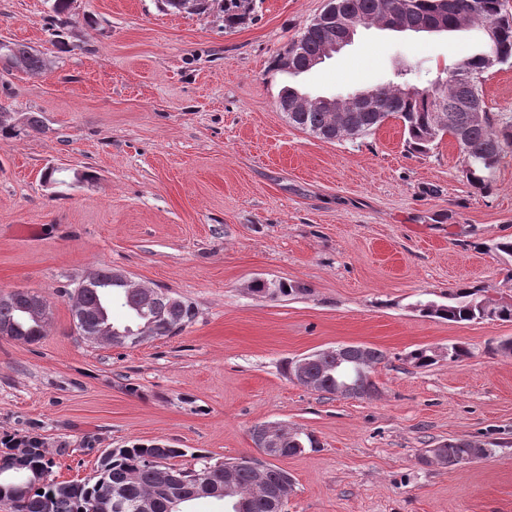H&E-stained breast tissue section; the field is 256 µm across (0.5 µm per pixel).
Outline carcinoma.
I'll use <instances>...</instances> for the list:
<instances>
[{
	"instance_id": "cac0c4a2",
	"label": "carcinoma",
	"mask_w": 512,
	"mask_h": 512,
	"mask_svg": "<svg viewBox=\"0 0 512 512\" xmlns=\"http://www.w3.org/2000/svg\"><path fill=\"white\" fill-rule=\"evenodd\" d=\"M404 0H349L346 7L365 20H373L381 15L391 17L394 22L403 21ZM505 0H452L448 10V31H458L464 27L477 25L487 28L496 26V37L484 39L483 49L464 57L446 77L440 78L430 87L418 89L407 84L387 83L368 91L376 101L380 111L360 112L357 115L358 130L346 128L339 113L325 110L324 101L308 99L307 109L299 112L291 125L316 134L319 138L333 142L369 134L379 128L388 117L401 121L410 150L425 153L444 135L455 137V142L463 155L465 175L476 188L486 187L490 172L499 162L501 155L512 148V117L504 118L493 113L488 105H483L482 120H472L465 105L469 96L485 100L482 82L484 74L505 65L512 64V16L504 10ZM224 14V27L232 29L246 22L253 10V0H202L200 13L214 9ZM301 52L289 73L297 76L306 70L309 59L319 55L322 47V32L318 27L306 26L300 34ZM21 70L38 74L45 68V60L34 50L19 45ZM440 104L453 118L446 129L433 133V105ZM102 287L82 293L87 305L82 317L84 332L93 334L98 323V310L112 315V305L118 303L126 310L128 321L112 325L115 332L127 334L138 329L148 320L155 326V337L174 336L195 317L193 305L171 294L159 298L153 308L140 305L138 291L118 283L112 270L103 268L97 271ZM251 291L261 295L290 296L301 291L297 285L284 282L271 283L256 281ZM482 288L465 287L448 292L447 301L416 302L424 316L436 317L449 322L462 323L494 317L503 322H512V302H500L494 306L486 304L481 297ZM0 322H11L15 326L18 340L32 343L45 335V325L33 321L24 311L23 295L15 291L12 301L0 305ZM409 360L417 368L429 367L436 363L432 351L418 348L409 354ZM315 377V390L321 393H336V362L326 355L316 360L312 367ZM314 444L311 436H295L284 443L282 456L290 457L304 451L306 445ZM493 453L489 447L475 448L469 439H454L448 443V453L444 457L447 467L459 464L462 457L477 460ZM158 456L165 460L167 467L176 468L172 460L183 456L180 448L165 444L134 443L126 448H110L99 458L94 475L82 481H58L54 477V461L41 448H33L27 457V469L46 470L48 481L32 488L28 498L17 505L13 512H43L45 503L53 502L54 512H86L87 503L97 497L103 482L112 483V491L129 502L151 499L153 512H168V498L160 491L159 473L148 457ZM233 470V490L226 494L218 493L214 498L224 501L229 512H282L283 503L275 499L279 481L287 471L272 464L252 467L233 458L217 465L202 458L199 466L181 469L185 477L197 479L205 477L214 489H224L227 470Z\"/></svg>"
}]
</instances>
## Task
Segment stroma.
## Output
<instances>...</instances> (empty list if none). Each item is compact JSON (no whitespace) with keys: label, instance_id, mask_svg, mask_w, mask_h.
Here are the masks:
<instances>
[{"label":"stroma","instance_id":"1","mask_svg":"<svg viewBox=\"0 0 512 512\" xmlns=\"http://www.w3.org/2000/svg\"><path fill=\"white\" fill-rule=\"evenodd\" d=\"M324 6L255 0L228 29L216 10L78 0L62 29L51 0H0V42L46 61L35 75L0 66V112L15 122L0 133V295L53 305L38 342L0 338V436L42 438L57 480L86 479L105 449L135 441L182 449V468L256 458L251 430L272 423L317 442L277 461L294 481L285 512H512V356L496 350L512 322L414 308L465 286L512 300V257L494 249L512 236V149L479 190L451 137L417 154L392 118L326 142L277 106L290 84L344 98L403 71L427 87L482 34L363 28L307 73L274 70ZM52 167L63 183L45 182ZM103 267L187 300L193 321L136 346L84 340L67 293ZM258 279L302 291L259 296ZM452 343L471 357L449 363ZM349 344L386 353L376 396L290 378L289 361ZM422 347L440 353L423 369L407 360ZM452 438L496 448L423 462Z\"/></svg>","mask_w":512,"mask_h":512}]
</instances>
